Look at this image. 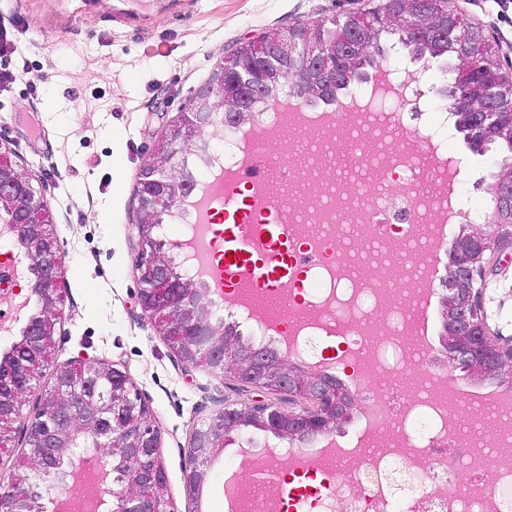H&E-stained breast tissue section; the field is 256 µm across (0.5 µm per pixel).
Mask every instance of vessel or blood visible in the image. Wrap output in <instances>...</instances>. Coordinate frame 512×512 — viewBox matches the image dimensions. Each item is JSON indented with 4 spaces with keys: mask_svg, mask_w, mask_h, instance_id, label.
I'll list each match as a JSON object with an SVG mask.
<instances>
[{
    "mask_svg": "<svg viewBox=\"0 0 512 512\" xmlns=\"http://www.w3.org/2000/svg\"><path fill=\"white\" fill-rule=\"evenodd\" d=\"M274 165L271 154L259 151L239 176L253 181L266 176ZM261 204L240 202L233 188H225L219 201L213 202L211 229L218 240L226 287L248 282L251 287L272 290L282 284L286 268L282 259L293 248L285 225L261 216Z\"/></svg>",
    "mask_w": 512,
    "mask_h": 512,
    "instance_id": "b4317fda",
    "label": "vessel or blood"
}]
</instances>
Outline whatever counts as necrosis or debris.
I'll return each instance as SVG.
<instances>
[{
	"mask_svg": "<svg viewBox=\"0 0 512 512\" xmlns=\"http://www.w3.org/2000/svg\"><path fill=\"white\" fill-rule=\"evenodd\" d=\"M408 90L398 82L385 93L361 88L352 112H304L280 93L276 104H264L255 130L224 128L223 149L202 158L200 192L246 167L258 144L291 163L312 128L321 130L318 144L334 152L353 133L362 135L348 162L359 190L305 169L291 181L248 189L286 224L296 246L290 260L313 271V287L280 289L288 306L277 313L257 289L211 294L260 339H287L289 357L349 378L360 406L355 436L314 454L293 447L254 454L250 471L271 476L233 479L227 512H512V459L502 455L512 448V396L499 397L492 417L477 421L449 399L447 380L430 366L435 350L418 333L435 228L448 216V167L431 136L411 150L396 142L394 123L380 120V103L404 99ZM205 221L186 202L160 226L167 236L172 225H188L182 272L191 281L214 272L217 249ZM326 340L332 353L320 348ZM284 473L311 484L286 490Z\"/></svg>",
	"mask_w": 512,
	"mask_h": 512,
	"instance_id": "necrosis-or-debris-1",
	"label": "necrosis or debris"
}]
</instances>
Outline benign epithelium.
Returning a JSON list of instances; mask_svg holds the SVG:
<instances>
[{"label":"benign epithelium","mask_w":512,"mask_h":512,"mask_svg":"<svg viewBox=\"0 0 512 512\" xmlns=\"http://www.w3.org/2000/svg\"><path fill=\"white\" fill-rule=\"evenodd\" d=\"M392 10L415 20L414 26L403 29L405 42L427 43V21L432 20L438 30L459 44L444 93L451 104L467 109L475 129L482 133L483 140L473 149L484 152L493 143L511 145L512 114L498 112L494 105L503 97L512 98V73L503 70L497 57L483 52L481 32L462 21L461 13L448 9V0H396ZM381 25L378 14L349 13L337 38L329 43L317 23L265 32L253 41L237 78L224 74V66L238 59L236 51L214 69V78L198 88L189 106L169 122L140 169L135 273L143 312L160 335L170 337L182 362L192 365L199 359L246 387L286 394L299 406L285 412L256 404L211 415L206 426L194 429L187 448L189 474L196 487L207 479L212 451L224 447V439L232 430L254 426L291 440L327 435L339 421L343 398L323 377L299 370L288 363V358L274 362L266 347L243 345L229 337L223 324L213 323V301L207 291L173 276L172 258L157 240L155 229L161 215L182 203L194 187V177L179 167V155L199 148L204 129L216 113H222L224 125L230 127L253 121L258 105L268 98L267 62L291 64L305 102L330 99L344 66L357 56L362 42L375 38ZM492 192L497 200L495 231L475 229L458 237L443 280L448 288L442 312L448 358L457 365H468L480 380L512 374V344L506 346L495 338L486 320L480 318L476 289L479 281L497 270L502 257L512 252L511 167L500 169ZM2 212L7 218L0 222L14 228L27 262L26 273L34 276L31 292L42 308V313L25 318L21 344L40 345L55 336L61 323L64 273L58 240L48 225L44 192L33 185L7 149H0ZM80 362L87 366L84 382L58 383L44 411L25 415L14 397L34 389L37 376L31 367L17 363L13 352L0 357V421H8L10 427L24 434L41 431L37 447L28 449L35 477H13L0 491V512H24L32 486L42 480L58 455L82 458V453L73 451L71 419L76 416L84 430L96 435L97 447L117 448L121 454L140 460L139 483L152 490L125 492V512H175L165 490V474L157 465L159 435L140 420L142 416L150 419V408L134 391L126 372L114 367L106 374L89 358Z\"/></svg>","instance_id":"obj_1"}]
</instances>
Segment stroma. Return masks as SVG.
I'll list each match as a JSON object with an SVG mask.
<instances>
[{
  "mask_svg": "<svg viewBox=\"0 0 512 512\" xmlns=\"http://www.w3.org/2000/svg\"><path fill=\"white\" fill-rule=\"evenodd\" d=\"M379 0H0V26L21 50L16 79L0 88V145L44 186L58 238L66 287L65 320L54 337L38 388L60 365L99 358L129 372L160 436L168 493L177 512H224L228 463L243 448L284 447L273 434L247 428L213 455L203 493L185 482L186 448L195 427L227 406L269 403V396L182 364L139 305L135 190L140 166L168 120L211 77L228 53L271 28L327 21ZM496 48L512 71V0H451ZM439 60L418 71L407 112L409 133L432 128L442 104ZM446 145L462 161L469 206L491 193L502 155L480 154L449 128ZM485 310L500 336L512 339V261L487 279ZM435 366L461 392L512 380L464 377L440 345L442 310L434 308Z\"/></svg>",
  "mask_w": 512,
  "mask_h": 512,
  "instance_id": "35a3bbf8",
  "label": "stroma"
}]
</instances>
